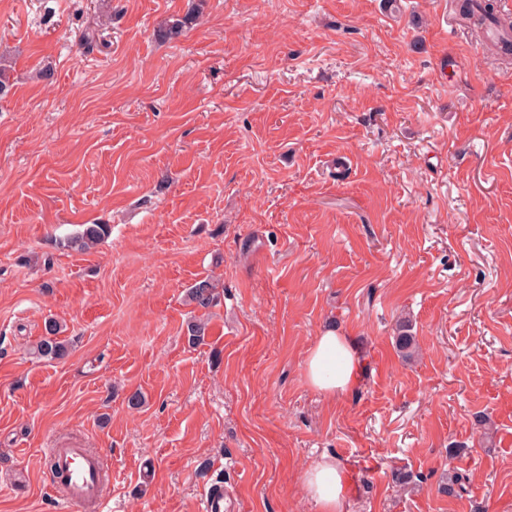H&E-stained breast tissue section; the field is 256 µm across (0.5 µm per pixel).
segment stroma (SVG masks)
<instances>
[{
    "mask_svg": "<svg viewBox=\"0 0 512 512\" xmlns=\"http://www.w3.org/2000/svg\"><path fill=\"white\" fill-rule=\"evenodd\" d=\"M0 64V512H63L69 443L106 512H317L325 454L343 512H512V61L454 0H0ZM329 326L365 362L338 397ZM109 231L110 226L107 224H84L71 243L77 250L87 251L108 236ZM186 292L188 301L201 309H209L221 301V293L209 278L197 281ZM46 336H43L34 348L38 358L61 361L69 356V343L58 337L60 325L56 320L48 319L44 324ZM363 368L351 337L336 330H326L315 337L304 363L310 387L331 397L354 391ZM49 469L53 478L66 489L65 502L71 510H82L88 504L104 508L100 488L103 480V461L99 451L80 446L48 449ZM304 485L319 512H341L349 480L345 465L334 455H323L304 473Z\"/></svg>",
    "mask_w": 512,
    "mask_h": 512,
    "instance_id": "stroma-1",
    "label": "stroma"
}]
</instances>
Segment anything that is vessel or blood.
<instances>
[{
    "label": "vessel or blood",
    "instance_id": "vessel-or-blood-1",
    "mask_svg": "<svg viewBox=\"0 0 512 512\" xmlns=\"http://www.w3.org/2000/svg\"><path fill=\"white\" fill-rule=\"evenodd\" d=\"M49 469L66 489L65 502L71 512H83L89 504H101L103 461L99 451L78 446L49 449Z\"/></svg>",
    "mask_w": 512,
    "mask_h": 512
}]
</instances>
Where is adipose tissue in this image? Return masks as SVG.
<instances>
[{
	"mask_svg": "<svg viewBox=\"0 0 512 512\" xmlns=\"http://www.w3.org/2000/svg\"><path fill=\"white\" fill-rule=\"evenodd\" d=\"M363 368L351 337L333 330L315 337L304 363L310 387L331 397L354 391L361 381ZM303 480L319 512H342L349 480L340 459L333 455L322 456L308 467Z\"/></svg>",
	"mask_w": 512,
	"mask_h": 512,
	"instance_id": "1",
	"label": "adipose tissue"
}]
</instances>
